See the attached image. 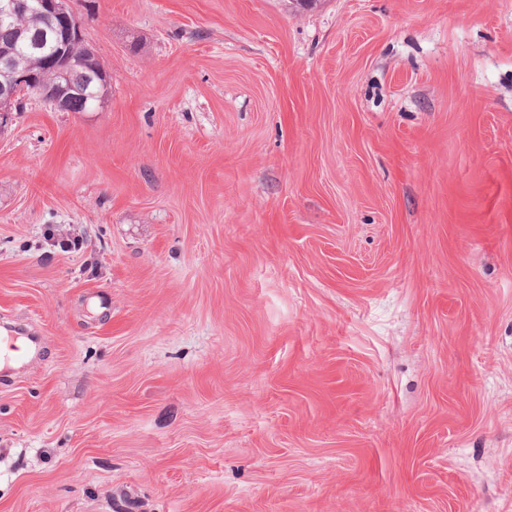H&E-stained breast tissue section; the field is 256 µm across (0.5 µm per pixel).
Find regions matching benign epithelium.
I'll return each mask as SVG.
<instances>
[{
  "label": "benign epithelium",
  "instance_id": "1",
  "mask_svg": "<svg viewBox=\"0 0 512 512\" xmlns=\"http://www.w3.org/2000/svg\"><path fill=\"white\" fill-rule=\"evenodd\" d=\"M26 15H44L55 18L67 29L69 36H81L77 15L68 6V0H0V21L10 23ZM22 34V48L31 54L47 51L46 34L29 36L27 28H19ZM80 57H69L57 70V81L52 84L42 82L34 73L25 68L13 66L8 59L0 61V72L6 80L0 83V127L7 121L13 106L20 96L33 93L50 103L59 111L68 110V103L76 87L71 82L74 69L84 66Z\"/></svg>",
  "mask_w": 512,
  "mask_h": 512
}]
</instances>
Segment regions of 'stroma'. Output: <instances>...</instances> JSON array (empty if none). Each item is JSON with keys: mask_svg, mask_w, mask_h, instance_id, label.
<instances>
[{"mask_svg": "<svg viewBox=\"0 0 512 512\" xmlns=\"http://www.w3.org/2000/svg\"><path fill=\"white\" fill-rule=\"evenodd\" d=\"M93 112L0 130V512H512V0H69Z\"/></svg>", "mask_w": 512, "mask_h": 512, "instance_id": "35a3bbf8", "label": "stroma"}]
</instances>
